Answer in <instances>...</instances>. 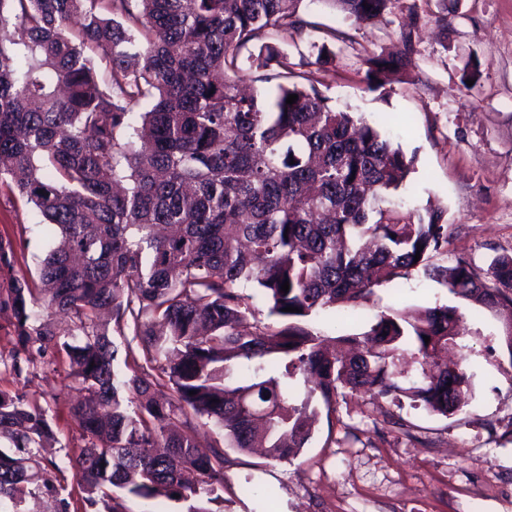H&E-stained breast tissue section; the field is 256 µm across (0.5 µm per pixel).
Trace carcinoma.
Instances as JSON below:
<instances>
[{"mask_svg":"<svg viewBox=\"0 0 512 512\" xmlns=\"http://www.w3.org/2000/svg\"><path fill=\"white\" fill-rule=\"evenodd\" d=\"M302 2L0 0V198L54 228L28 276L0 237L12 273L0 311L15 319V374L53 348L83 393L65 457L91 512L176 494L185 512H216L224 449L296 457L313 399L331 413L343 389L459 410L471 375L437 362L466 333L459 307L381 312L341 338L355 350L343 359L312 324L338 303L416 272L473 306L512 308V254L443 265L447 209L393 202L415 156L318 90L326 44H311L314 72L268 46L241 57L317 28ZM322 2L366 27L398 0ZM431 23L445 28L413 11L398 53L367 55V89L404 67ZM248 80L264 87L247 93ZM258 300L274 322L257 318ZM54 421L0 390V512L41 492L70 512L66 487L36 483Z\"/></svg>","mask_w":512,"mask_h":512,"instance_id":"obj_1","label":"carcinoma"}]
</instances>
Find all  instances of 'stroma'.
<instances>
[{
    "instance_id": "1",
    "label": "stroma",
    "mask_w": 512,
    "mask_h": 512,
    "mask_svg": "<svg viewBox=\"0 0 512 512\" xmlns=\"http://www.w3.org/2000/svg\"><path fill=\"white\" fill-rule=\"evenodd\" d=\"M314 30L280 33L276 51L299 62L322 30L344 32L329 44L321 90L341 110L378 125L383 135L415 155L416 170L398 195L403 208L437 201L448 209L455 234L449 254L478 265L512 253V0H399L382 23L356 27L321 0H304ZM446 18L448 36L426 31L407 66L379 90L363 81L367 53L399 48L411 11ZM481 64V78L465 89V63ZM0 237L15 242L18 271L45 257L48 229L20 199H0ZM455 302L447 288L420 274L376 288L354 309L336 305L318 327L329 336L366 330L375 315ZM458 303V302H455ZM470 330L463 362L472 394L454 415H436L410 400L394 403L349 396L335 413L319 411L312 437L289 462L226 449L224 512H512V372L503 369L501 340L512 314L458 303ZM65 357L47 352L37 376L0 372V390L37 397L56 415L55 444L41 453L40 480H65L79 512L81 494L62 470L77 424L68 409L77 396Z\"/></svg>"
}]
</instances>
